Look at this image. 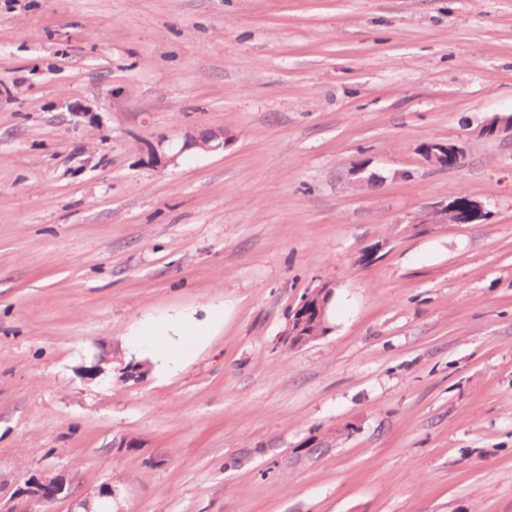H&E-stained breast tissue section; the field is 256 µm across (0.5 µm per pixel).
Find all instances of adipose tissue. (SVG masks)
Returning a JSON list of instances; mask_svg holds the SVG:
<instances>
[{"mask_svg": "<svg viewBox=\"0 0 512 512\" xmlns=\"http://www.w3.org/2000/svg\"><path fill=\"white\" fill-rule=\"evenodd\" d=\"M209 326L188 317L162 325L147 324L132 335V351L148 355L158 374L167 375L185 365L208 334Z\"/></svg>", "mask_w": 512, "mask_h": 512, "instance_id": "obj_1", "label": "adipose tissue"}]
</instances>
